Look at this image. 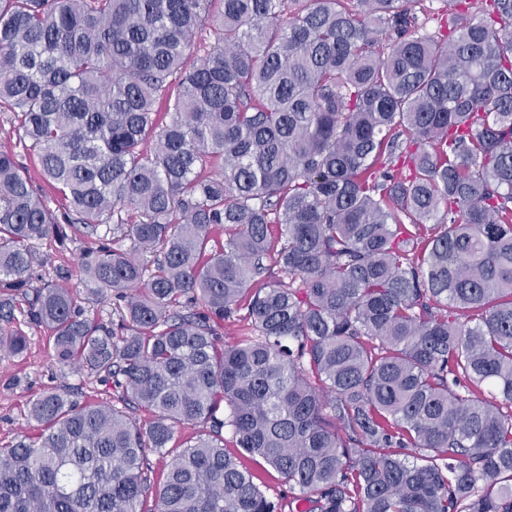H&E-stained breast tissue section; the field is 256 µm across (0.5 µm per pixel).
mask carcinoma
Here are the masks:
<instances>
[{
    "instance_id": "cac0c4a2",
    "label": "carcinoma",
    "mask_w": 512,
    "mask_h": 512,
    "mask_svg": "<svg viewBox=\"0 0 512 512\" xmlns=\"http://www.w3.org/2000/svg\"><path fill=\"white\" fill-rule=\"evenodd\" d=\"M420 2L0 0V104L65 203L0 147V355L22 300L115 391L31 401L0 512H278L226 428L289 512H512V0L425 35ZM68 228L112 325L25 292ZM242 460L247 466L253 467L259 472L269 488L268 493L274 500L278 501L281 508L279 512H289L288 501L295 494L296 490L288 484V481L269 467H267L268 472H265L262 467L253 464L248 458H242Z\"/></svg>"
}]
</instances>
